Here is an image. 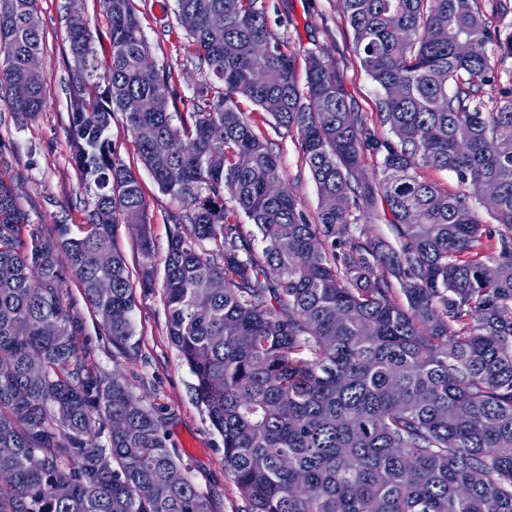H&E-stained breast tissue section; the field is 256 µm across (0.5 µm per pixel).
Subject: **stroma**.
I'll list each match as a JSON object with an SVG mask.
<instances>
[{"instance_id": "obj_1", "label": "stroma", "mask_w": 512, "mask_h": 512, "mask_svg": "<svg viewBox=\"0 0 512 512\" xmlns=\"http://www.w3.org/2000/svg\"><path fill=\"white\" fill-rule=\"evenodd\" d=\"M44 51L39 65L45 75L44 106L36 117H23L0 104V175L10 178L29 222L24 234L54 241L60 227L80 235L92 208L94 193L86 189L72 163L69 126L71 58L66 22L71 11L87 18L93 32L94 63L105 76L111 59L110 28L99 0H38ZM269 26L275 37L294 48L313 50L335 64L359 112L373 113L379 90L353 53L352 33L336 0H265ZM150 58L161 73H172L170 109L191 112L195 90L208 70L188 49L186 30L176 19L175 0H134ZM280 155L279 177L298 206L316 217L319 198L308 168L301 160L295 137H274ZM151 220V254L141 250L136 230L119 225L115 247L129 268L135 306L131 313V347L113 346L110 336L92 313L77 282H70L66 303L82 322L78 344L98 377L119 374L133 394L159 417L166 445L182 471L206 499L210 512H243L245 503L224 469V442L203 406L195 399V378L172 344L164 304L163 258L174 228L178 204L161 192L148 171L140 173ZM152 271V287H144L145 271Z\"/></svg>"}]
</instances>
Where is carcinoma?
Returning <instances> with one entry per match:
<instances>
[{"mask_svg": "<svg viewBox=\"0 0 512 512\" xmlns=\"http://www.w3.org/2000/svg\"><path fill=\"white\" fill-rule=\"evenodd\" d=\"M337 2L386 137L353 111L336 66L272 35L263 0H176L222 83L215 96L201 84L177 117L171 74L143 65L133 0H99L112 56L98 96L89 23L69 16L72 160L99 192L82 236L25 240L0 175V512H210L158 416L120 377L84 372L65 305L62 260L128 348L133 285L114 239L133 224L149 249L150 220L139 175L104 138L116 112L181 205L163 260L169 336L248 512H512V3ZM42 52L37 0H0L10 111H42L44 83L28 74ZM137 97L153 109L128 111ZM244 104L295 134L316 221L271 188L280 158ZM380 202L392 243L367 235Z\"/></svg>", "mask_w": 512, "mask_h": 512, "instance_id": "1", "label": "carcinoma"}]
</instances>
